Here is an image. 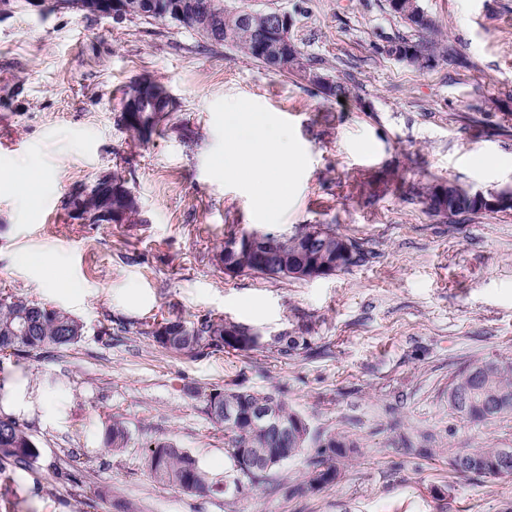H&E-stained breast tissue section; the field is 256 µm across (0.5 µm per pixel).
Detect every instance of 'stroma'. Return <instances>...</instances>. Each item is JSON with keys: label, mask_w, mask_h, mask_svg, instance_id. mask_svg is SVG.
Segmentation results:
<instances>
[{"label": "stroma", "mask_w": 512, "mask_h": 512, "mask_svg": "<svg viewBox=\"0 0 512 512\" xmlns=\"http://www.w3.org/2000/svg\"><path fill=\"white\" fill-rule=\"evenodd\" d=\"M291 13V36L352 74L346 99L209 47L165 22L16 8L0 14V172L36 163L29 203L0 192V290L80 319L82 339L0 358V415L28 423L41 449L0 464V512H512V479L456 473L449 450L512 446V416L472 424L448 406L466 362L512 358V212L455 223L430 215L423 188L447 181L489 193L512 186V0H419L416 32L386 0H224ZM445 40L418 69L389 54L399 38ZM149 77L176 101L156 133L117 123L126 87ZM256 113L298 156L272 204L224 169L229 109ZM115 172L137 222L88 224L66 204ZM328 224L365 261L314 280L226 275L228 231L294 235ZM59 256L67 287L24 262ZM216 314L258 348L174 356L139 333L152 317ZM295 337L290 355L276 340ZM215 384L283 391L313 438L344 431L360 454L336 484L293 495L299 456L246 498L158 484L153 442L189 451L216 481L224 427L206 413ZM121 416L126 448L105 444ZM435 449L408 453L403 439Z\"/></svg>", "instance_id": "1"}]
</instances>
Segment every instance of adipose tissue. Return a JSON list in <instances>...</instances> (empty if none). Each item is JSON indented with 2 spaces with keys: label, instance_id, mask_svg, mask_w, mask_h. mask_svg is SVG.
<instances>
[{
  "label": "adipose tissue",
  "instance_id": "1",
  "mask_svg": "<svg viewBox=\"0 0 512 512\" xmlns=\"http://www.w3.org/2000/svg\"><path fill=\"white\" fill-rule=\"evenodd\" d=\"M225 137L228 141V156L224 160L225 169L235 172L247 171L254 190L266 196L287 195L290 186V173L295 156L288 149L270 150L265 137L252 139L248 149H240L236 123H227Z\"/></svg>",
  "mask_w": 512,
  "mask_h": 512
}]
</instances>
